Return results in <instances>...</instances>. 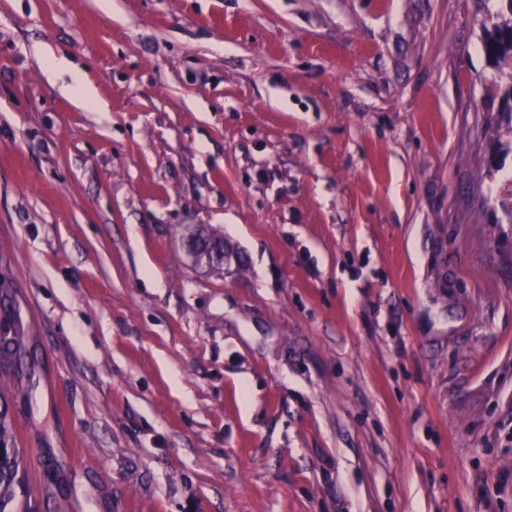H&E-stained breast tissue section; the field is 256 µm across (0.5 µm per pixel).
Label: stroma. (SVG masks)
<instances>
[{"instance_id": "stroma-1", "label": "stroma", "mask_w": 512, "mask_h": 512, "mask_svg": "<svg viewBox=\"0 0 512 512\" xmlns=\"http://www.w3.org/2000/svg\"><path fill=\"white\" fill-rule=\"evenodd\" d=\"M498 8L0 0L32 512H512Z\"/></svg>"}]
</instances>
